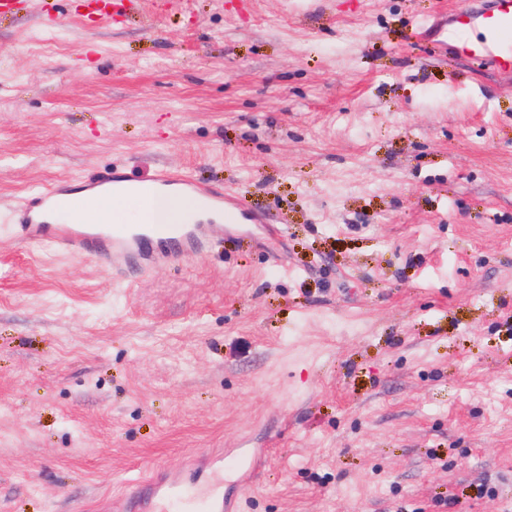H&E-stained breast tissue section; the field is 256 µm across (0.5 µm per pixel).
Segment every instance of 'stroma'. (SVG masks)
Masks as SVG:
<instances>
[{"label":"stroma","instance_id":"1","mask_svg":"<svg viewBox=\"0 0 512 512\" xmlns=\"http://www.w3.org/2000/svg\"><path fill=\"white\" fill-rule=\"evenodd\" d=\"M464 3L0 7V512L214 456L235 512H512V72ZM113 166L260 221L130 286L20 239Z\"/></svg>","mask_w":512,"mask_h":512}]
</instances>
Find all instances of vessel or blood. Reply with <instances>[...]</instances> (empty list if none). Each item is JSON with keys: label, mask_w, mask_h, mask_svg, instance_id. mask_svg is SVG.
I'll return each instance as SVG.
<instances>
[{"label": "vessel or blood", "mask_w": 512, "mask_h": 512, "mask_svg": "<svg viewBox=\"0 0 512 512\" xmlns=\"http://www.w3.org/2000/svg\"><path fill=\"white\" fill-rule=\"evenodd\" d=\"M450 22L448 39L457 51L480 57L494 69L512 71V0H482L477 6L463 5ZM471 26L481 30L478 42L468 43L460 38L461 30ZM85 186L97 196L109 192L117 197L131 190L145 194H196L205 198L210 208L223 209L225 223L232 224L243 217L241 208L229 207L223 191L201 186L165 169L150 179L135 180L115 167L89 178ZM61 200L59 186L45 187L17 209L16 224L26 237L50 238L68 255L91 258L122 281L128 280L131 270L144 271L184 260L207 251L211 245V227L204 223L100 225L87 208L82 211L81 223H45V215ZM147 489L159 494V512H233L222 490L200 495L178 482L159 484L151 473L129 484L125 494L134 498Z\"/></svg>", "instance_id": "b4317fda"}]
</instances>
